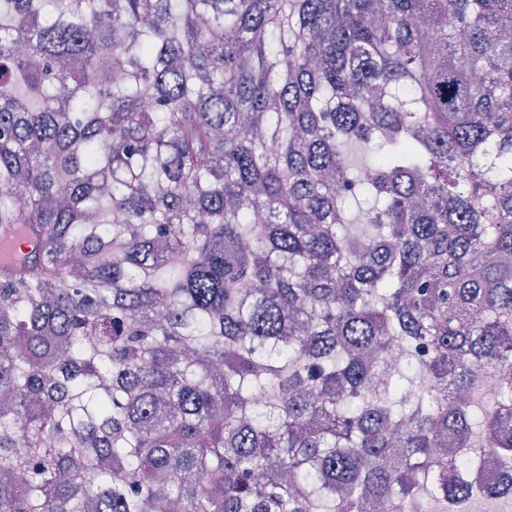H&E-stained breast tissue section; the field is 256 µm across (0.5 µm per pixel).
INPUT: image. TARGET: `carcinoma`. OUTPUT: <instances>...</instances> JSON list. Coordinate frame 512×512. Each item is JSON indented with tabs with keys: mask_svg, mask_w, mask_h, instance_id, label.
Listing matches in <instances>:
<instances>
[{
	"mask_svg": "<svg viewBox=\"0 0 512 512\" xmlns=\"http://www.w3.org/2000/svg\"><path fill=\"white\" fill-rule=\"evenodd\" d=\"M1 242L0 512L512 497V0H0Z\"/></svg>",
	"mask_w": 512,
	"mask_h": 512,
	"instance_id": "cac0c4a2",
	"label": "carcinoma"
}]
</instances>
